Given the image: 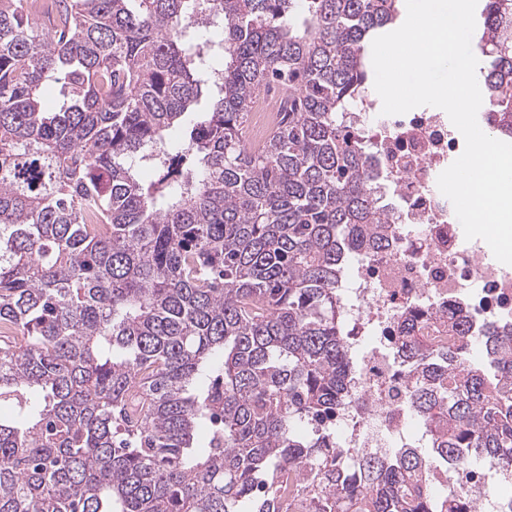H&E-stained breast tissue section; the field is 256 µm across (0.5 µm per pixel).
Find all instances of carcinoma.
Listing matches in <instances>:
<instances>
[{"label":"carcinoma","mask_w":512,"mask_h":512,"mask_svg":"<svg viewBox=\"0 0 512 512\" xmlns=\"http://www.w3.org/2000/svg\"><path fill=\"white\" fill-rule=\"evenodd\" d=\"M25 2L0 0V512H464L418 448L342 478L325 426L354 370L336 279L389 219L347 113L397 0H57L50 33ZM483 15L509 141L512 0ZM402 357L436 459L512 465V332Z\"/></svg>","instance_id":"carcinoma-1"}]
</instances>
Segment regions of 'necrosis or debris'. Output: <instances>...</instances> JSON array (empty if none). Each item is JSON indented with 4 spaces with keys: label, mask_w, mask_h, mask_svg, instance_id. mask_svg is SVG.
I'll use <instances>...</instances> for the list:
<instances>
[{
    "label": "necrosis or debris",
    "mask_w": 512,
    "mask_h": 512,
    "mask_svg": "<svg viewBox=\"0 0 512 512\" xmlns=\"http://www.w3.org/2000/svg\"><path fill=\"white\" fill-rule=\"evenodd\" d=\"M353 119L396 199L387 241L345 265L339 280L346 344L360 353L344 409L331 424L339 447L359 458L379 448H404L414 415L411 379L400 358L404 327L448 329L458 313L473 325L512 330V267L486 261L479 243L463 246L437 177L464 146L446 113L412 110L386 116L362 99ZM439 485L453 489L471 512H512V466L448 465Z\"/></svg>",
    "instance_id": "4bbe7bcc"
}]
</instances>
